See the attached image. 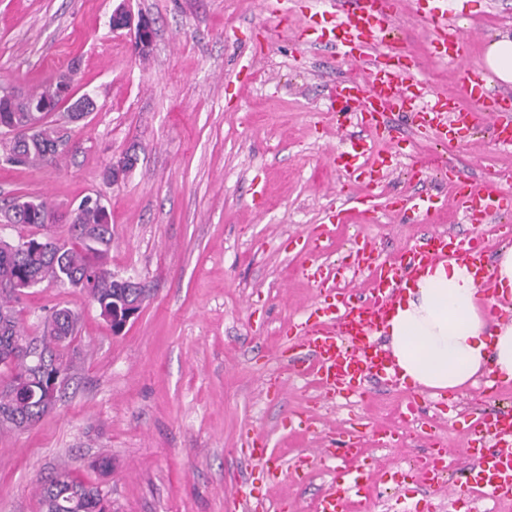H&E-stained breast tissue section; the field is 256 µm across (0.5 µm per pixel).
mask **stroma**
<instances>
[{"instance_id":"obj_1","label":"stroma","mask_w":512,"mask_h":512,"mask_svg":"<svg viewBox=\"0 0 512 512\" xmlns=\"http://www.w3.org/2000/svg\"><path fill=\"white\" fill-rule=\"evenodd\" d=\"M123 3L152 21L148 57L135 50L133 31L112 27ZM318 9L316 0H291L282 17L260 0H0V85L24 93L73 69L79 90L96 102L77 121L49 113L70 139L59 165L0 163V200L39 196L63 216L83 197L102 195L112 219L108 266L147 293L117 335L78 289L42 284L22 296L16 309L28 335H40L56 307L77 316L78 331L53 409L27 430L0 433V512H41L37 482L62 464L98 486L111 512H246L244 491L268 487L242 454L253 431L268 436L281 464L271 502L310 512L333 469L344 466L313 455L338 422L365 434L380 424L404 429L406 447L368 446L377 466L359 512H411L448 499L447 489L407 477L429 438L460 450L474 413L512 408V382L482 402L466 389V404L411 423L401 413L412 393L398 386L324 406L309 377L278 401L261 393L267 379L289 375L282 331L316 297L299 253L337 194L370 195L382 206L420 186L449 192L433 163L443 149L427 139L411 138L397 171L374 188L350 184L330 163L341 134L329 93L351 69L327 47L295 45ZM460 24L477 31L469 62L488 74L485 48L496 31H512V0H466ZM395 25L419 78L465 102L455 64L430 54L423 14L403 12ZM253 57L256 71L243 79L240 68ZM132 149L137 166L117 184L105 182V171ZM451 153L474 178L512 187V149L496 144L487 125ZM257 183L266 189L259 209ZM445 227L501 246L493 225L445 213L409 224L388 215L368 222L354 211L318 261L348 266L354 239L367 236L387 262ZM303 413L313 427L298 436L282 419Z\"/></svg>"}]
</instances>
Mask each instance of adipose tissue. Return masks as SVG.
I'll list each match as a JSON object with an SVG mask.
<instances>
[{
  "label": "adipose tissue",
  "mask_w": 512,
  "mask_h": 512,
  "mask_svg": "<svg viewBox=\"0 0 512 512\" xmlns=\"http://www.w3.org/2000/svg\"><path fill=\"white\" fill-rule=\"evenodd\" d=\"M402 382L455 390L478 375L512 380V323L489 321L465 265L445 260L408 286L383 329Z\"/></svg>",
  "instance_id": "1"
}]
</instances>
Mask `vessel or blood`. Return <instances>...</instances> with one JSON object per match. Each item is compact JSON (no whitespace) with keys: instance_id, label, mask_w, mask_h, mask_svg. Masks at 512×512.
<instances>
[{"instance_id":"obj_1","label":"vessel or blood","mask_w":512,"mask_h":512,"mask_svg":"<svg viewBox=\"0 0 512 512\" xmlns=\"http://www.w3.org/2000/svg\"><path fill=\"white\" fill-rule=\"evenodd\" d=\"M402 0H332L328 11L313 14L310 31L315 43L330 46L342 62L360 66L364 75L336 86L339 113L355 118L363 136L350 139L334 157L337 168L359 180L381 182L399 155L403 138L395 117L409 116L415 135L450 145L471 129L489 124L495 142L512 147V98L495 93L488 78L465 65L474 37L459 24L451 9L426 8L433 38V55L457 63L459 83L472 103L463 105L440 92L427 93L413 80L412 62L389 34ZM388 208L402 220H415L451 209L471 224L494 222L512 211V192L493 181L456 178L449 198L425 191L396 195ZM488 243L474 236L433 232L416 239L395 261L378 263L374 246L358 240L353 265L370 269L365 288H339L336 270L305 259L302 271L318 290L317 300L304 321L289 329L287 348L290 378L313 373L320 397H366L372 384L395 386L392 360L376 335L409 282L436 262L453 259L466 265L481 293L492 298L491 314H498L512 299L499 295L489 272ZM473 439L463 456L472 464V478L484 501L512 498V412L474 417ZM364 453L360 436L348 427H336L316 454L320 459L342 458L348 466L336 473L334 488L316 500L314 512H349L353 499H366L371 487L356 461ZM449 448L432 441L415 466L424 486L439 488L448 469ZM246 456L277 475L276 458L267 441L248 437Z\"/></svg>"}]
</instances>
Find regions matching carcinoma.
<instances>
[{"label":"carcinoma","instance_id":"obj_1","mask_svg":"<svg viewBox=\"0 0 512 512\" xmlns=\"http://www.w3.org/2000/svg\"><path fill=\"white\" fill-rule=\"evenodd\" d=\"M66 96L62 84L54 80L21 97L0 89V127L21 128L37 122L27 136L0 143V158L9 163L35 168L58 165L60 129L44 121V109L62 105ZM55 214L44 199H15L0 210L7 223L35 226L45 230L44 242L24 248L0 237V432L23 431L35 424L53 405L43 384L50 383L56 366L64 363L66 342L75 335L77 318L65 308L55 310L43 326L42 335L29 338L16 316L15 304L21 293L3 286L13 278L28 279L62 288H77L112 318V308L145 301L144 288H135L115 279L107 268L106 254L112 243L111 216L102 196L85 197L66 219L65 240L51 233L52 223L44 217ZM39 352L45 366L36 369L12 354L21 340ZM42 512H107L101 491L79 480L65 466L39 480L37 486Z\"/></svg>","mask_w":512,"mask_h":512}]
</instances>
